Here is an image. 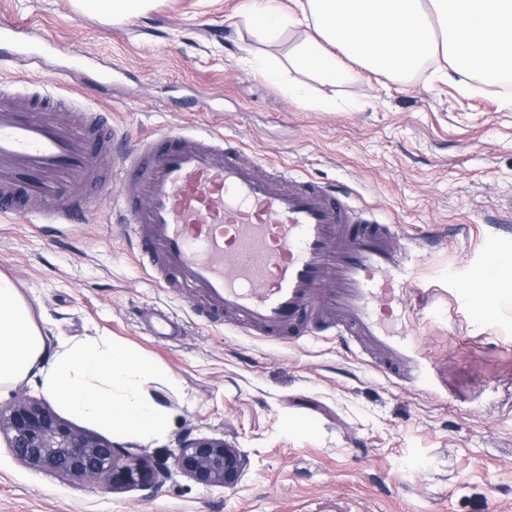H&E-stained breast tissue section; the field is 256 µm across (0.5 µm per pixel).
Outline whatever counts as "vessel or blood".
Returning a JSON list of instances; mask_svg holds the SVG:
<instances>
[{"mask_svg": "<svg viewBox=\"0 0 512 512\" xmlns=\"http://www.w3.org/2000/svg\"><path fill=\"white\" fill-rule=\"evenodd\" d=\"M16 32L0 26V62L41 66L39 53L13 51ZM284 179L273 162L258 173L223 135L183 128L128 148L109 113L78 96L0 84V215L69 224L106 207L153 281L186 290L206 318L267 339L331 331L370 349L379 373L447 391L418 336L389 330L372 306L442 298L416 281V245L335 190ZM117 181L125 192L107 194Z\"/></svg>", "mask_w": 512, "mask_h": 512, "instance_id": "vessel-or-blood-1", "label": "vessel or blood"}]
</instances>
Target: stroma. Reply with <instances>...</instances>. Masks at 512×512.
Instances as JSON below:
<instances>
[{"mask_svg":"<svg viewBox=\"0 0 512 512\" xmlns=\"http://www.w3.org/2000/svg\"><path fill=\"white\" fill-rule=\"evenodd\" d=\"M243 0H155L144 15L104 20L74 0H0V25L30 43L49 36L31 89L68 94L84 77L87 109L111 113L129 143L207 126L246 158L276 157L287 176L331 184L349 205L419 245L420 272L447 289L455 316L411 311L407 329L448 375L447 393L407 387L335 336L271 341L199 317L185 292L153 283L106 209L79 224L0 215V273L46 340L92 336L158 363L144 391L171 416L144 438L54 412L145 454L170 457L188 427L250 460L233 488L172 471L154 494L82 490L30 469L0 436V512H512V303L476 317L464 292L490 250L512 267V87L362 72L344 85L297 72L299 31L265 43ZM282 66L268 81L262 61ZM304 83L313 105L291 101ZM204 94L203 109L184 102ZM332 100L336 109L317 108Z\"/></svg>","mask_w":512,"mask_h":512,"instance_id":"stroma-1","label":"stroma"}]
</instances>
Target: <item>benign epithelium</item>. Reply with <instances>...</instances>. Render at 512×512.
<instances>
[{
	"instance_id": "7a95c632",
	"label": "benign epithelium",
	"mask_w": 512,
	"mask_h": 512,
	"mask_svg": "<svg viewBox=\"0 0 512 512\" xmlns=\"http://www.w3.org/2000/svg\"><path fill=\"white\" fill-rule=\"evenodd\" d=\"M2 432L22 464L65 478L78 488L154 490L170 473L167 461L143 453L136 444L113 442L73 427L44 399L21 396L0 408ZM177 448L174 463L179 472L206 487L233 488L250 466L248 457L224 439L199 437L191 428L179 435Z\"/></svg>"
}]
</instances>
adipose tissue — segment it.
<instances>
[{"instance_id":"1","label":"adipose tissue","mask_w":512,"mask_h":512,"mask_svg":"<svg viewBox=\"0 0 512 512\" xmlns=\"http://www.w3.org/2000/svg\"><path fill=\"white\" fill-rule=\"evenodd\" d=\"M245 14L260 38L307 28L292 66L329 83L360 71L407 75L444 59L461 78L512 74V0H299L286 12L277 0H248ZM44 338L14 283L0 275V386L40 369L42 387L85 421L143 437L164 432L169 413L143 383L159 368L103 337L60 342L47 368Z\"/></svg>"}]
</instances>
